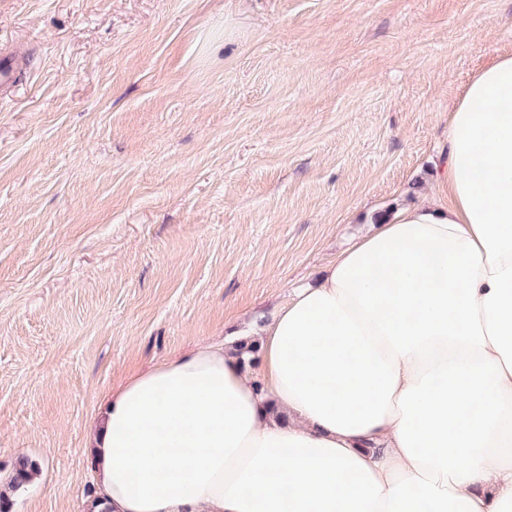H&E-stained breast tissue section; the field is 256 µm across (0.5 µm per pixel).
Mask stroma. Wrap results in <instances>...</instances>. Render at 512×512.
I'll list each match as a JSON object with an SVG mask.
<instances>
[{
    "label": "stroma",
    "mask_w": 512,
    "mask_h": 512,
    "mask_svg": "<svg viewBox=\"0 0 512 512\" xmlns=\"http://www.w3.org/2000/svg\"><path fill=\"white\" fill-rule=\"evenodd\" d=\"M0 49V478L91 512L104 397L435 191L512 0H0ZM38 472L39 466L35 461L27 457H21L17 460L7 485L9 492L0 490V512H11L13 503L10 492L18 491L28 485L37 476Z\"/></svg>",
    "instance_id": "1"
}]
</instances>
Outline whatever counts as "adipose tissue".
Wrapping results in <instances>:
<instances>
[{"label":"adipose tissue","mask_w":512,"mask_h":512,"mask_svg":"<svg viewBox=\"0 0 512 512\" xmlns=\"http://www.w3.org/2000/svg\"><path fill=\"white\" fill-rule=\"evenodd\" d=\"M431 197L258 332L114 389L100 512H512V55L477 73Z\"/></svg>","instance_id":"1"}]
</instances>
